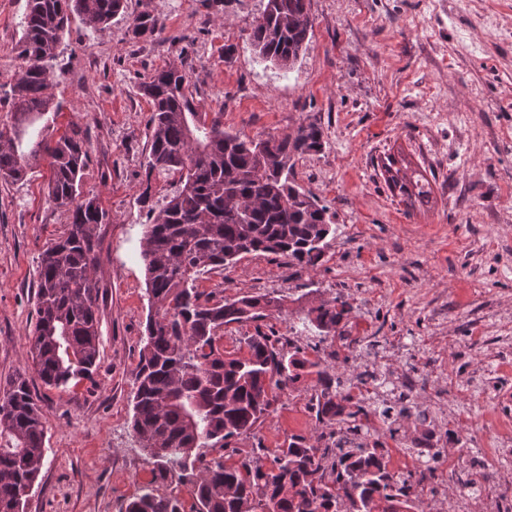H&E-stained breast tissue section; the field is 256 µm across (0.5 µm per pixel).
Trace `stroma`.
I'll return each instance as SVG.
<instances>
[{"mask_svg": "<svg viewBox=\"0 0 512 512\" xmlns=\"http://www.w3.org/2000/svg\"><path fill=\"white\" fill-rule=\"evenodd\" d=\"M266 0H128L127 16L96 29L73 19L50 93L54 134L82 128L90 159L84 193L111 217L97 227L99 365L93 381L46 389L31 356L37 266L67 229L47 200L49 164L26 180H0V390L21 374L46 416L41 474L27 512H124L153 478L131 429L133 373L148 314L140 257L150 187L155 206L175 177L147 176L151 104L140 83L175 64L189 75L199 111L225 130L260 138L314 121L320 153L299 159L295 181L334 213L336 235L317 267L296 275L286 259L249 254L206 274L202 290L266 296L260 324L229 325L219 343L237 351L255 327L278 336L310 307L343 295L350 335L370 324L390 376L432 374L420 400L430 421H405L409 437L447 435L431 506L459 493L488 507V474L465 438L512 427V0H312L313 33L292 69L259 59L249 34ZM149 11L160 36L134 37L130 17ZM25 0H0V87L21 63ZM404 157L431 186L408 209L385 182L388 155ZM315 377L281 393L237 448L282 447L313 437Z\"/></svg>", "mask_w": 512, "mask_h": 512, "instance_id": "stroma-1", "label": "stroma"}]
</instances>
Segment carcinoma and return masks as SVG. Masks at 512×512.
I'll use <instances>...</instances> for the list:
<instances>
[{
	"instance_id": "cac0c4a2",
	"label": "carcinoma",
	"mask_w": 512,
	"mask_h": 512,
	"mask_svg": "<svg viewBox=\"0 0 512 512\" xmlns=\"http://www.w3.org/2000/svg\"><path fill=\"white\" fill-rule=\"evenodd\" d=\"M126 0H26L21 63L10 85L11 125L0 130V179L23 180L33 162L49 159L47 197L68 213L67 231L42 252L36 321L30 353L45 386L65 389L91 377L99 357L97 316L100 241L96 228L110 221L97 197L82 191L89 146L78 124L53 139L44 116L56 110L46 71L72 18L106 28L124 13ZM136 36H153L164 24L147 11L131 17ZM313 29L311 0H266L250 39L258 56L291 68ZM152 104L148 123L147 177L179 175L175 195L145 225L141 257L150 312L134 376L132 429L152 460L155 484L129 501L125 512H185L182 498L162 493L170 481L189 489L191 512H421L423 489L409 473L388 469L383 442L364 437L358 422L380 418L390 437L400 421L420 415L404 396L362 400L346 391L351 379L321 358L327 339L348 340L336 328L353 307L338 296L302 318V347L262 331L244 339L246 354H225L217 337L230 324L266 317L273 300L241 296L216 301L197 282L242 256L283 257L302 273L317 266L336 235L334 215L293 179L297 159L322 150L314 122L294 133L244 139L217 118L198 112L186 72L170 66L141 83ZM405 159L383 165L392 194L409 208L429 203L423 174H407ZM313 386L318 423L329 427L318 447L292 435L277 449L272 468L258 447L228 465L207 458L210 448H230L254 433L271 412L277 392L305 375ZM47 428L28 382L16 376L0 393V512H25L26 490L37 480Z\"/></svg>"
}]
</instances>
